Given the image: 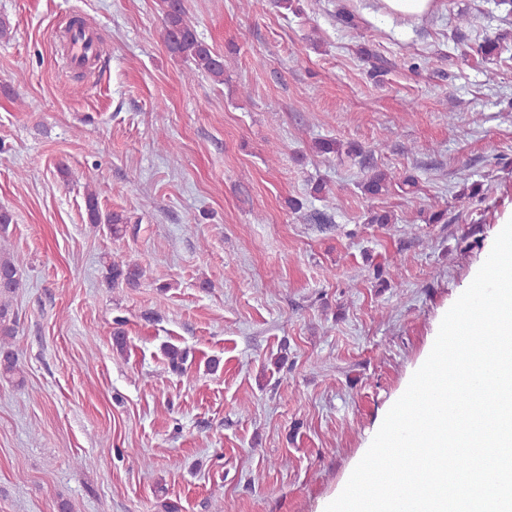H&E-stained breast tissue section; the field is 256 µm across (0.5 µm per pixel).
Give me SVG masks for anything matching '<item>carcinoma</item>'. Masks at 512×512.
<instances>
[{"label":"carcinoma","instance_id":"1","mask_svg":"<svg viewBox=\"0 0 512 512\" xmlns=\"http://www.w3.org/2000/svg\"><path fill=\"white\" fill-rule=\"evenodd\" d=\"M163 36L168 51L173 56L181 57L192 64L191 73L205 75L216 83H224V57L215 52L206 42L199 39L195 25L188 16L183 0H160ZM505 37L498 34L486 36L482 40L468 46L464 50L466 56H476L485 63L501 58L502 54L511 50ZM315 147L322 154H345L349 157H364L366 154L379 153L384 149L375 144L370 149L351 143L342 148L334 139H319ZM395 183L393 172L371 168V173L358 184L361 194L376 197L389 191ZM87 220L91 224H103L114 238L124 237L129 229L130 218L120 212L106 214L100 211L98 197L91 192L86 196ZM106 279L112 285L123 284L128 288H136L146 274V269L137 263L126 260L119 254H110L103 261ZM21 287V278L17 266L5 249L0 246V378L15 381L16 385L24 384L22 370L9 339L16 332V318L11 310L10 298ZM169 365L174 371H181L188 360V353L175 346L165 351Z\"/></svg>","mask_w":512,"mask_h":512}]
</instances>
